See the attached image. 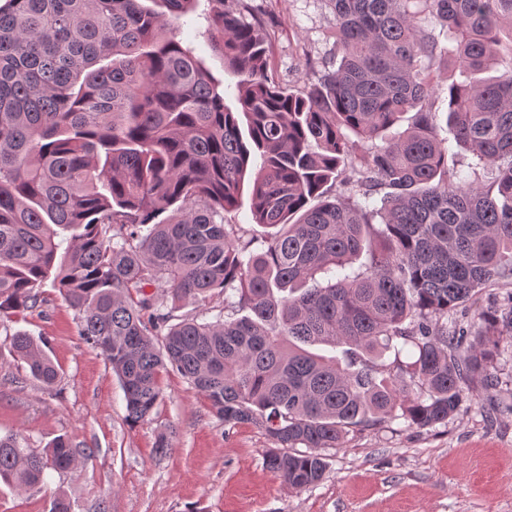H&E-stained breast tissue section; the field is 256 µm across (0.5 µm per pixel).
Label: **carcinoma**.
I'll use <instances>...</instances> for the list:
<instances>
[{
  "mask_svg": "<svg viewBox=\"0 0 512 512\" xmlns=\"http://www.w3.org/2000/svg\"><path fill=\"white\" fill-rule=\"evenodd\" d=\"M161 2L164 14L141 0L0 6V317L40 308L52 281L131 423L170 368L224 423L264 428L266 466L293 489L319 482L320 450L351 432L448 422L512 347V306L448 326L483 288L512 284V66L478 78L505 29L512 53V0H326L332 49L319 81L294 91L262 20L213 0L234 109L177 39L194 0ZM443 74L456 142L495 168L488 183L448 167L433 99ZM246 184L254 221L276 229L257 253L224 223ZM328 273L337 280L297 288ZM217 293L246 315L168 324V303ZM10 344L33 380L56 383L44 341L17 331ZM90 456L64 437L38 453L6 435L0 485L32 490Z\"/></svg>",
  "mask_w": 512,
  "mask_h": 512,
  "instance_id": "1",
  "label": "carcinoma"
}]
</instances>
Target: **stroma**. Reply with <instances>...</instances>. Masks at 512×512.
Wrapping results in <instances>:
<instances>
[{"label": "stroma", "mask_w": 512, "mask_h": 512, "mask_svg": "<svg viewBox=\"0 0 512 512\" xmlns=\"http://www.w3.org/2000/svg\"><path fill=\"white\" fill-rule=\"evenodd\" d=\"M266 25L271 62L297 89L320 76L306 58L332 47L334 16L326 0H247ZM211 0H195L183 36L235 105L237 76L209 43ZM41 313L0 320V436L20 434L39 450L59 436L92 455L77 470L49 472L41 488L0 486V512H49L56 494L73 512H512V357L496 364L498 384L464 404L448 423L426 429L396 419L323 449L326 470L295 490L267 469L272 442L253 424H225L179 374L158 375L162 397L130 423L117 376L78 334L74 310L58 289H41ZM24 331L46 338L60 368L56 384L34 381L9 344ZM173 435L157 453L161 433Z\"/></svg>", "instance_id": "1"}]
</instances>
